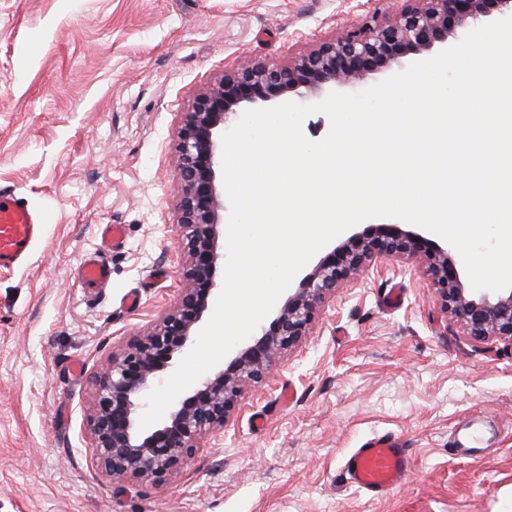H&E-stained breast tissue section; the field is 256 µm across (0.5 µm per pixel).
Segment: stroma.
<instances>
[{"mask_svg":"<svg viewBox=\"0 0 512 512\" xmlns=\"http://www.w3.org/2000/svg\"><path fill=\"white\" fill-rule=\"evenodd\" d=\"M365 15L358 0H0V194L51 217L29 261L0 270V512H512V347L448 325L394 258L339 288L171 481L91 462L92 373L183 286L184 112L238 60L287 63ZM107 224L124 225L119 247ZM89 256L107 283L80 281ZM476 412L489 447L451 454ZM386 432L411 463L376 499L345 463Z\"/></svg>","mask_w":512,"mask_h":512,"instance_id":"stroma-1","label":"stroma"}]
</instances>
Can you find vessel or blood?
Masks as SVG:
<instances>
[{
  "mask_svg": "<svg viewBox=\"0 0 512 512\" xmlns=\"http://www.w3.org/2000/svg\"><path fill=\"white\" fill-rule=\"evenodd\" d=\"M47 216L27 202L10 194L0 195V268L23 264L34 244L43 235ZM85 284L98 286L109 278L107 265L100 260L85 261L81 267ZM483 436L475 427H468L456 437L451 448L465 456L482 448ZM409 467V450L400 437L377 434L354 449L347 462L350 483L367 495L380 498L401 485Z\"/></svg>",
  "mask_w": 512,
  "mask_h": 512,
  "instance_id": "1",
  "label": "vessel or blood"
}]
</instances>
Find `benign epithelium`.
<instances>
[{
    "mask_svg": "<svg viewBox=\"0 0 512 512\" xmlns=\"http://www.w3.org/2000/svg\"><path fill=\"white\" fill-rule=\"evenodd\" d=\"M375 0L371 20L353 24L286 65L261 60L224 70L184 113L178 136L183 282L178 304L143 334L129 339L90 377L86 431L93 464L112 481L161 486L224 429L251 383L265 380L282 354L308 335L337 288L378 259H415L425 269L443 312L469 339L512 347V288L474 290L460 278L453 247L400 224H379L329 252L300 282L268 328L227 363L216 365L155 426L140 430L138 412L152 382L175 365L203 321L214 291L224 223L219 181L224 125L248 105H279L336 85L354 86L399 64L463 38L496 12L512 17V0H403L395 14Z\"/></svg>",
    "mask_w": 512,
    "mask_h": 512,
    "instance_id": "1",
    "label": "benign epithelium"
}]
</instances>
